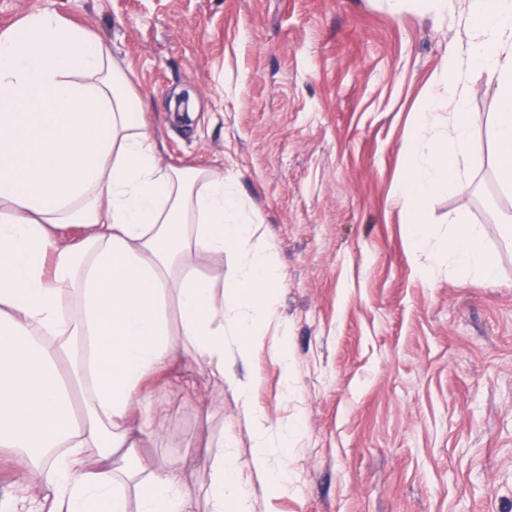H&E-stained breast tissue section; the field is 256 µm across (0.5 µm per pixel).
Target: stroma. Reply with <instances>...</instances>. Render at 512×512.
<instances>
[{
    "label": "stroma",
    "mask_w": 512,
    "mask_h": 512,
    "mask_svg": "<svg viewBox=\"0 0 512 512\" xmlns=\"http://www.w3.org/2000/svg\"><path fill=\"white\" fill-rule=\"evenodd\" d=\"M49 11L112 48L162 165L232 177L282 274L290 370L268 350L233 367L272 427L298 422L288 489L263 488L233 383L176 355L144 384L161 434L138 464H174L208 512L216 443L250 512H512V253L495 284L425 274L395 200L406 142L450 44L447 17L387 0H0V36ZM472 191L427 202L497 246L512 190L493 165L498 91L469 75Z\"/></svg>",
    "instance_id": "35a3bbf8"
}]
</instances>
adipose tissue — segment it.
Here are the masks:
<instances>
[{"label": "adipose tissue", "mask_w": 512, "mask_h": 512, "mask_svg": "<svg viewBox=\"0 0 512 512\" xmlns=\"http://www.w3.org/2000/svg\"><path fill=\"white\" fill-rule=\"evenodd\" d=\"M450 17L465 42L449 46L438 90L407 145L397 201L410 215L426 270L497 281L485 229L456 219L436 231L427 198L466 191L473 121L470 71L495 82V170L512 188V0H391ZM79 237L67 236L68 228ZM232 178L161 165L140 99L105 42L51 13L0 37V448L17 453L45 512H195L172 465L142 472L133 450L158 433L143 383L180 353L212 376L274 335L288 364V331L273 298L277 262L253 237ZM236 259L231 295L194 266ZM253 434L252 466L266 488L285 486L270 457L300 432L272 429L238 382ZM209 512H249L233 456L216 457Z\"/></svg>", "instance_id": "obj_1"}]
</instances>
